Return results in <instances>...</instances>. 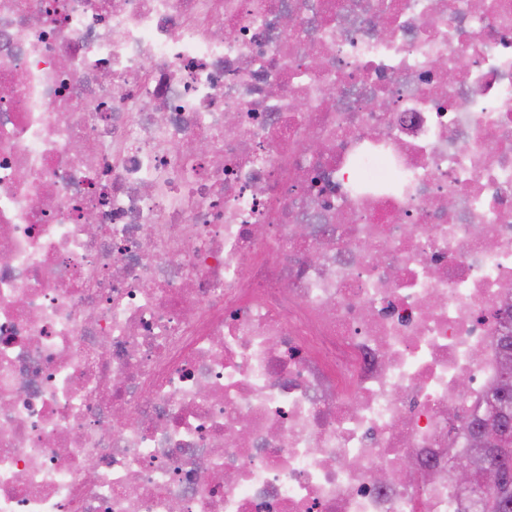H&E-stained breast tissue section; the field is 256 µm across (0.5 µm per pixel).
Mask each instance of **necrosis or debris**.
<instances>
[{"label": "necrosis or debris", "instance_id": "4bbe7bcc", "mask_svg": "<svg viewBox=\"0 0 512 512\" xmlns=\"http://www.w3.org/2000/svg\"><path fill=\"white\" fill-rule=\"evenodd\" d=\"M512 304V0H0V512H471Z\"/></svg>", "mask_w": 512, "mask_h": 512}]
</instances>
